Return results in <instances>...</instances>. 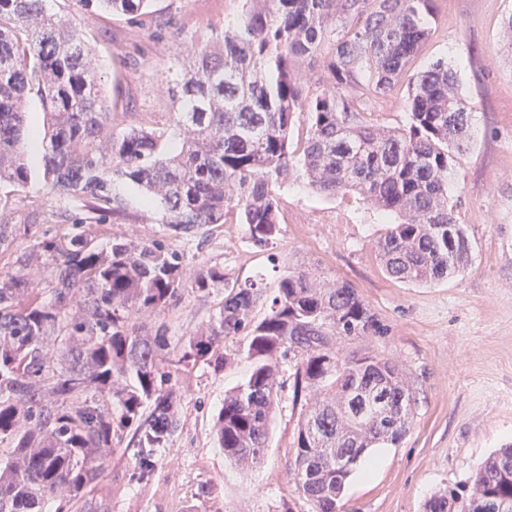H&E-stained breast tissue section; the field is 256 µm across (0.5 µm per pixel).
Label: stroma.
<instances>
[{"mask_svg":"<svg viewBox=\"0 0 512 512\" xmlns=\"http://www.w3.org/2000/svg\"><path fill=\"white\" fill-rule=\"evenodd\" d=\"M429 40L398 88L368 106L372 124L405 123L413 75L445 59L460 78L472 116L470 148L459 155L449 183L458 218L473 244L464 271L431 285L389 277L377 255L385 227L353 193L310 191L303 177L277 189L278 234L257 248L246 225L227 224L175 234L157 221L156 207L129 184L118 185L123 216L89 230L101 244L115 237L165 240L184 254L188 270H222L229 281L263 275L256 318L270 310L272 290L291 270L325 280L350 281L376 315V334L337 337L341 355L370 353L403 366L413 390V419L399 443L369 449V476L353 471L340 512H424L439 489L469 480L490 454L512 444V0H436ZM95 47L102 92L117 127L173 126L175 114L163 82L181 50L211 43L233 24L245 0H154L141 18L92 14L78 0H49ZM15 229L0 254V274L15 269L17 254L73 229L63 216L86 213L85 201L49 193L40 179L22 191L0 187ZM223 291L204 295L183 287L177 300L135 319L140 334L165 326L173 339L207 327L219 313ZM224 366L198 362L176 380L179 426L154 460L147 481L136 477V450L128 438L112 443L105 471L90 499L108 512H313L291 480L293 441L304 411L293 399L295 358L280 364L278 401L262 462L245 469L218 448L214 422L224 396L253 369L241 337L219 348Z\"/></svg>","mask_w":512,"mask_h":512,"instance_id":"35a3bbf8","label":"stroma"}]
</instances>
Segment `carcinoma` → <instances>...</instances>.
I'll list each match as a JSON object with an SVG mask.
<instances>
[{"label":"carcinoma","instance_id":"carcinoma-1","mask_svg":"<svg viewBox=\"0 0 512 512\" xmlns=\"http://www.w3.org/2000/svg\"><path fill=\"white\" fill-rule=\"evenodd\" d=\"M92 10L141 16L153 0H80ZM239 21L191 49L169 74L179 150L167 130L112 126L93 48L47 0H0V185L25 187L28 101L43 112L40 177L52 192L90 201L98 222L121 213L117 184L130 182L187 234L244 224L268 246L278 232L275 189L301 169L313 191L353 192L387 218L378 241L385 271L426 285L461 272L472 243L448 183L471 141L457 71L443 60L408 90L409 121L395 131L365 119L362 104L398 85L431 29L435 0H246ZM322 59L327 79L305 94L297 64ZM310 116L302 154L289 151L297 114ZM51 272L44 299L26 269ZM0 278V512H88L86 489L129 431L139 478L178 427L172 375L242 336L254 367L224 398L215 428L225 457L260 463L277 402L280 360L297 352L294 396L306 400L291 473L314 512H337L346 482L370 448L406 433L414 396L403 369L373 355L340 357L332 339L365 337L377 318L347 281L305 271L282 276L269 313L253 317L255 284L229 285L210 267L194 290L229 289L217 321L172 347L166 329L140 335L130 316L153 312L186 282L184 256L165 242L113 238L99 247L81 231L16 257ZM425 512H512V445L471 480L435 492Z\"/></svg>","mask_w":512,"mask_h":512}]
</instances>
